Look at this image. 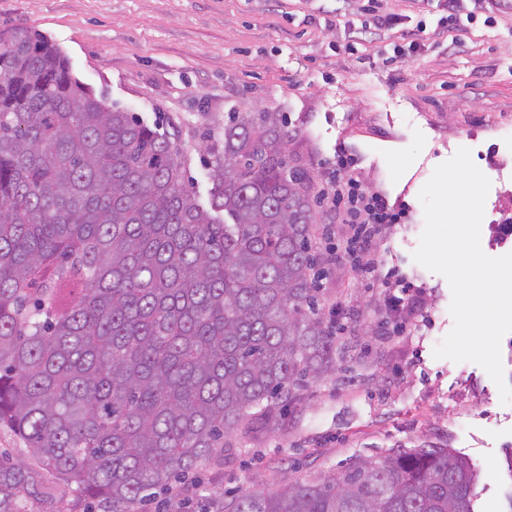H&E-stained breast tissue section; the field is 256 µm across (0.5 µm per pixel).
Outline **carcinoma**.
<instances>
[{
  "label": "carcinoma",
  "instance_id": "obj_1",
  "mask_svg": "<svg viewBox=\"0 0 512 512\" xmlns=\"http://www.w3.org/2000/svg\"><path fill=\"white\" fill-rule=\"evenodd\" d=\"M170 137L37 30H0V425L103 512L174 493L334 370L308 177L277 112H230L209 207ZM227 215V224L221 215ZM448 448L244 490L213 512H475ZM36 486L0 463V512Z\"/></svg>",
  "mask_w": 512,
  "mask_h": 512
}]
</instances>
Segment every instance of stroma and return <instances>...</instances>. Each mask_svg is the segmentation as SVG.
Here are the masks:
<instances>
[{
    "instance_id": "1",
    "label": "stroma",
    "mask_w": 512,
    "mask_h": 512,
    "mask_svg": "<svg viewBox=\"0 0 512 512\" xmlns=\"http://www.w3.org/2000/svg\"><path fill=\"white\" fill-rule=\"evenodd\" d=\"M366 0H0V29L42 31L75 75L110 103L178 136L185 183L208 204L211 146L231 112H276L289 136L288 162L318 189L338 151L355 154L369 189L405 206L375 252L424 290L423 313L403 324L379 288L348 260L320 283L336 336V369L309 383L283 420L226 441L222 459L199 467L192 512L239 490L342 474L356 459L425 445L470 459L475 512H512V404H502L473 362L438 359L451 331L447 280L413 254L425 219L419 193L458 149L489 179L480 245L512 252V6L496 27L449 31L436 45L389 64L360 65L347 46ZM75 488L43 478L13 512H87Z\"/></svg>"
}]
</instances>
